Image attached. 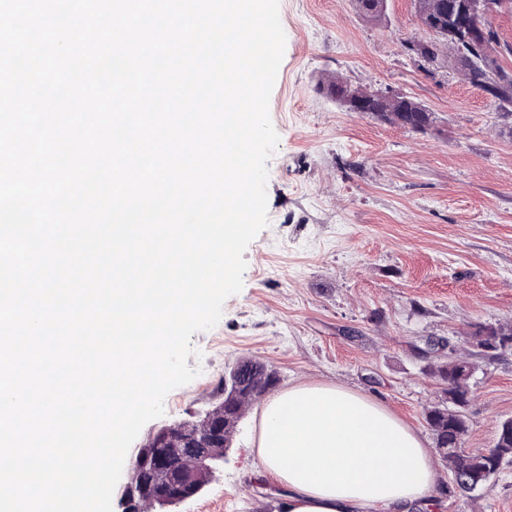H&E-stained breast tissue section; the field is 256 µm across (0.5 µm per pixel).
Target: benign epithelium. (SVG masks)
Returning a JSON list of instances; mask_svg holds the SVG:
<instances>
[{
	"mask_svg": "<svg viewBox=\"0 0 512 512\" xmlns=\"http://www.w3.org/2000/svg\"><path fill=\"white\" fill-rule=\"evenodd\" d=\"M490 17V5L485 0H471L461 28L470 29L475 36L485 30ZM223 406L215 404L196 413L191 418H182L160 426L147 440L146 447L136 450L133 458L147 464L149 469H162L169 473L168 487L154 490L157 512H171V507L199 494V480L180 469L185 456L193 458L197 473L213 478L216 467L230 449L224 441V428L215 412ZM151 490L146 482L128 480L121 485L115 512H138L141 496Z\"/></svg>",
	"mask_w": 512,
	"mask_h": 512,
	"instance_id": "7a95c632",
	"label": "benign epithelium"
}]
</instances>
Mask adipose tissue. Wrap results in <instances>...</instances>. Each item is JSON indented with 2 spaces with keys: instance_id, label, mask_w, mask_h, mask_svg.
<instances>
[{
  "instance_id": "adipose-tissue-1",
  "label": "adipose tissue",
  "mask_w": 512,
  "mask_h": 512,
  "mask_svg": "<svg viewBox=\"0 0 512 512\" xmlns=\"http://www.w3.org/2000/svg\"><path fill=\"white\" fill-rule=\"evenodd\" d=\"M284 512H437L434 450L375 400L328 385L294 387L262 407L253 442Z\"/></svg>"
}]
</instances>
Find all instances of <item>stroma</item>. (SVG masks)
I'll list each match as a JSON object with an SVG mask.
<instances>
[{
  "label": "stroma",
  "mask_w": 512,
  "mask_h": 512,
  "mask_svg": "<svg viewBox=\"0 0 512 512\" xmlns=\"http://www.w3.org/2000/svg\"><path fill=\"white\" fill-rule=\"evenodd\" d=\"M279 17L268 225L244 254L242 291L191 337L198 376L167 394L138 447L214 400L244 357L274 369L277 390H358L431 437L424 412L440 384L419 349L429 338L462 347L472 324L512 319V112L447 53L428 62L411 50L430 39L414 0H386L376 22L351 0H279ZM332 76L412 97L431 123L416 132L347 111L319 89ZM470 386L464 446L487 449L512 418V349L477 359ZM258 420L250 410L214 478L175 512H281L250 448ZM438 512H512V464L480 498L442 496Z\"/></svg>",
  "instance_id": "stroma-1"
}]
</instances>
